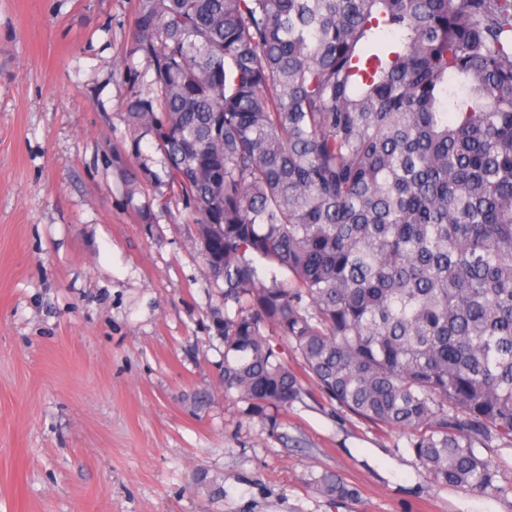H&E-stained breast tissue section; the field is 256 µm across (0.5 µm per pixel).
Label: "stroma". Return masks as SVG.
Here are the masks:
<instances>
[{"label": "stroma", "mask_w": 512, "mask_h": 512, "mask_svg": "<svg viewBox=\"0 0 512 512\" xmlns=\"http://www.w3.org/2000/svg\"><path fill=\"white\" fill-rule=\"evenodd\" d=\"M133 11L0 0V512H512L312 380L262 417L225 393L192 217L124 182ZM316 482L320 491L331 499L354 498L357 494L353 486L344 482L337 475L324 474Z\"/></svg>", "instance_id": "stroma-1"}]
</instances>
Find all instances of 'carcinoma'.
<instances>
[{
    "label": "carcinoma",
    "instance_id": "carcinoma-1",
    "mask_svg": "<svg viewBox=\"0 0 512 512\" xmlns=\"http://www.w3.org/2000/svg\"><path fill=\"white\" fill-rule=\"evenodd\" d=\"M130 39L131 153L197 225L224 392L302 400L274 333L430 484L512 493V0H135Z\"/></svg>",
    "mask_w": 512,
    "mask_h": 512
}]
</instances>
